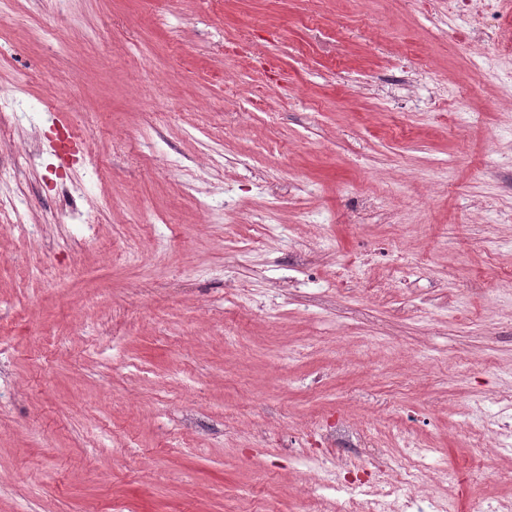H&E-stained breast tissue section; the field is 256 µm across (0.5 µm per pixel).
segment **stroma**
<instances>
[{
    "mask_svg": "<svg viewBox=\"0 0 512 512\" xmlns=\"http://www.w3.org/2000/svg\"><path fill=\"white\" fill-rule=\"evenodd\" d=\"M0 512L512 500L501 0H0ZM484 426L493 447L465 443Z\"/></svg>",
    "mask_w": 512,
    "mask_h": 512,
    "instance_id": "stroma-1",
    "label": "stroma"
}]
</instances>
